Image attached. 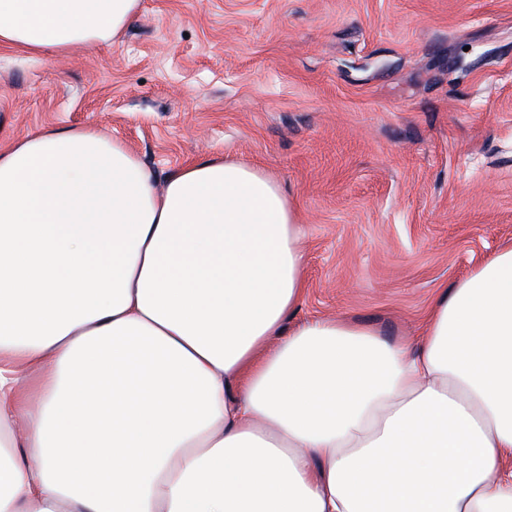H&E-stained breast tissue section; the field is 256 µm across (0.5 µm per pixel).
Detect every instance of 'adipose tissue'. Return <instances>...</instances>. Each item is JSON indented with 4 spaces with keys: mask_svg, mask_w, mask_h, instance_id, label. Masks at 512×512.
I'll list each match as a JSON object with an SVG mask.
<instances>
[{
    "mask_svg": "<svg viewBox=\"0 0 512 512\" xmlns=\"http://www.w3.org/2000/svg\"><path fill=\"white\" fill-rule=\"evenodd\" d=\"M139 3L0 0V45H107ZM303 239L253 164L0 146V512H512V243L391 343L289 326Z\"/></svg>",
    "mask_w": 512,
    "mask_h": 512,
    "instance_id": "obj_1",
    "label": "adipose tissue"
}]
</instances>
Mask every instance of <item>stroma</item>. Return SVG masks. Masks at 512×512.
I'll return each mask as SVG.
<instances>
[{"instance_id":"1","label":"stroma","mask_w":512,"mask_h":512,"mask_svg":"<svg viewBox=\"0 0 512 512\" xmlns=\"http://www.w3.org/2000/svg\"><path fill=\"white\" fill-rule=\"evenodd\" d=\"M61 126L157 176L257 164L305 229L290 318L395 342L512 241V0H141L112 44L0 46V145Z\"/></svg>"}]
</instances>
